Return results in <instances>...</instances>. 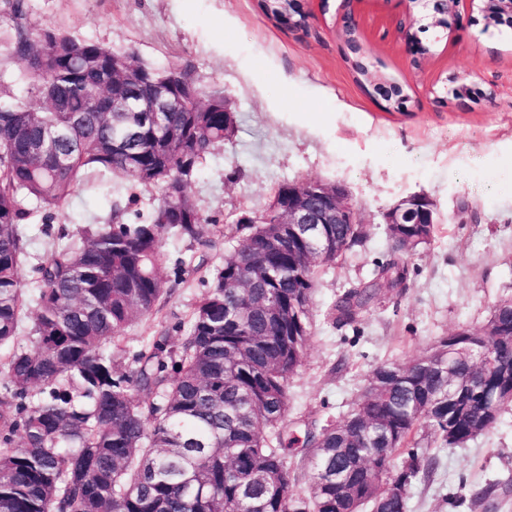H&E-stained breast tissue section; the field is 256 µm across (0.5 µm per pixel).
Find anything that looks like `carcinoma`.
<instances>
[{"label":"carcinoma","instance_id":"1","mask_svg":"<svg viewBox=\"0 0 512 512\" xmlns=\"http://www.w3.org/2000/svg\"><path fill=\"white\" fill-rule=\"evenodd\" d=\"M15 20L9 55L37 104L0 105V512H408L409 490L432 469L423 447H464L512 406V312L491 313L461 336L468 361L448 378L447 337L409 362L377 365L341 423L290 436L289 378L310 336L316 269L335 263L322 237L348 251L362 224H239L222 266L184 261L165 270L164 235L202 246L209 222L190 194L200 165L224 143V95L135 55ZM163 88L172 112H114L112 94ZM67 131L49 142L48 132ZM121 174L155 187L157 204L125 220L133 199L112 201V222L83 224L22 267L36 209L67 207L84 177ZM434 224L385 229L392 258L339 296L336 323L351 325L385 288L406 280L404 256ZM205 272L206 291L179 336L161 330L126 355L118 341L170 296V283ZM36 317L17 341L25 306ZM430 442L423 445L419 430ZM20 435L21 444H14ZM310 470L307 492L290 474Z\"/></svg>","mask_w":512,"mask_h":512}]
</instances>
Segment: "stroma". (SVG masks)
Masks as SVG:
<instances>
[{"label":"stroma","instance_id":"obj_1","mask_svg":"<svg viewBox=\"0 0 512 512\" xmlns=\"http://www.w3.org/2000/svg\"><path fill=\"white\" fill-rule=\"evenodd\" d=\"M27 22L164 69L191 72L224 94L235 123L200 167L190 193L207 245L164 237L165 268L196 254L221 266L236 218L262 211L286 180L343 185L369 228L364 245L320 267L313 324L301 367L289 379L295 436L306 425L341 420L383 362L428 354L439 337L476 329L512 296V25L486 26L477 5L460 0L447 29L408 25L405 0H305L294 28L264 0H26ZM354 10L355 42L343 33ZM14 22L0 0V103L30 101L23 67L7 45ZM467 91L453 97V82ZM402 87V106L375 83ZM123 177L78 189L53 213V232L104 223ZM418 193L434 203L439 232L409 260L400 288L383 291L357 322L336 325L329 308L389 259L384 212ZM205 288L185 274L158 313L126 335L140 349L156 330L187 322ZM430 478L414 483L409 512H484L472 485L490 484L496 512H512V407L498 427L463 448H437Z\"/></svg>","mask_w":512,"mask_h":512}]
</instances>
